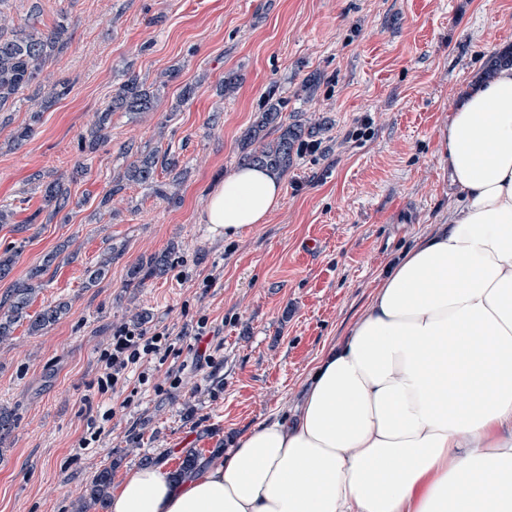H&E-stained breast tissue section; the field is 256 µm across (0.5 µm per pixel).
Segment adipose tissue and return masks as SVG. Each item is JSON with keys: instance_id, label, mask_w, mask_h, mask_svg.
<instances>
[{"instance_id": "adipose-tissue-1", "label": "adipose tissue", "mask_w": 512, "mask_h": 512, "mask_svg": "<svg viewBox=\"0 0 512 512\" xmlns=\"http://www.w3.org/2000/svg\"><path fill=\"white\" fill-rule=\"evenodd\" d=\"M447 155V222L323 350L295 411L185 480L138 469L108 512H512V67L453 112ZM282 192L237 168L201 221L237 238Z\"/></svg>"}]
</instances>
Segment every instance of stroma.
<instances>
[{"instance_id":"stroma-1","label":"stroma","mask_w":512,"mask_h":512,"mask_svg":"<svg viewBox=\"0 0 512 512\" xmlns=\"http://www.w3.org/2000/svg\"><path fill=\"white\" fill-rule=\"evenodd\" d=\"M67 10L70 42L41 77L67 97L37 111L35 87L0 111V255L15 253L0 295L67 245L74 258L46 274L28 309L70 310L33 335L18 324L0 344V408L12 431L0 445V512H76L102 469L113 486L143 460L177 471L184 449L211 455L293 407L325 346L344 339L399 254L436 231L454 199L440 141L468 89L512 53V0H6L15 24L52 26ZM153 112L114 113L109 140L82 154L80 136L118 87L153 83L170 70ZM235 73L238 89L218 83ZM193 97L180 101L184 86ZM280 96L285 124L323 123L315 150L282 172L268 223L233 240L200 217L210 194L238 168L243 135ZM33 134L14 146L23 126ZM172 149L187 173L170 204L131 184L101 207L127 144ZM70 205L50 216L34 175L51 180L76 165ZM123 244L96 287L84 271L107 243ZM171 251L167 273L125 285L129 266ZM146 312L142 330L166 329L173 348L101 393L99 360L112 336ZM207 317L212 335L184 333ZM206 345L210 359L199 358ZM113 415L82 448L91 415Z\"/></svg>"}]
</instances>
